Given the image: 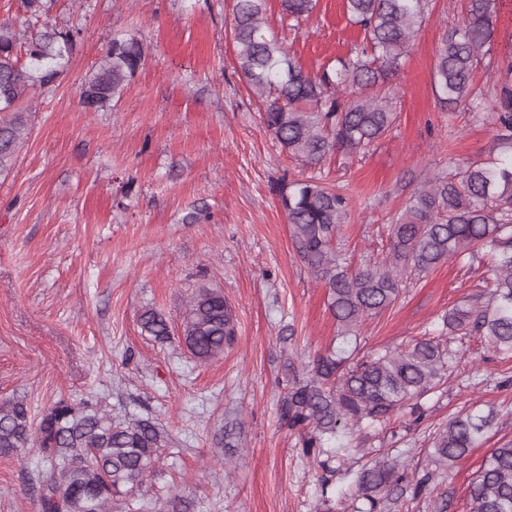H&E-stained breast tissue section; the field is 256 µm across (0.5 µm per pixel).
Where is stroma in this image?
I'll use <instances>...</instances> for the list:
<instances>
[{
  "instance_id": "1",
  "label": "stroma",
  "mask_w": 512,
  "mask_h": 512,
  "mask_svg": "<svg viewBox=\"0 0 512 512\" xmlns=\"http://www.w3.org/2000/svg\"><path fill=\"white\" fill-rule=\"evenodd\" d=\"M466 0H429L396 79L398 119L364 155L334 154L309 167L262 121L263 106L237 72L233 0H55L58 28L81 32L62 80L26 105L27 135L0 172V400L21 397L33 415L60 398L95 397L113 413L163 425L171 438L143 487L180 512H339L323 499L312 461L280 413L287 382L338 334L325 288L300 257L277 189L320 177L349 202L335 248L355 268L384 256L392 222L430 174L491 155L493 111L440 107L436 54L465 16ZM496 33L475 66L473 88L494 97L512 58V0H494ZM274 34L304 70L317 72L361 41L343 0H318L293 31L280 0H267ZM136 35L145 61L116 106L84 111L81 85L114 33ZM201 221L186 223L191 212ZM493 260L452 258L405 279L397 300L365 321L356 358L405 347L442 318ZM223 292L237 339L201 362L180 337L199 287ZM154 309L171 336L142 333ZM461 364L424 398L417 428L361 435L363 448L406 452L431 468L433 434L455 413L493 412L479 447L427 483L411 512H468L469 487L493 448L512 439V358L480 336H457ZM37 454L0 457V512H40L31 489Z\"/></svg>"
}]
</instances>
